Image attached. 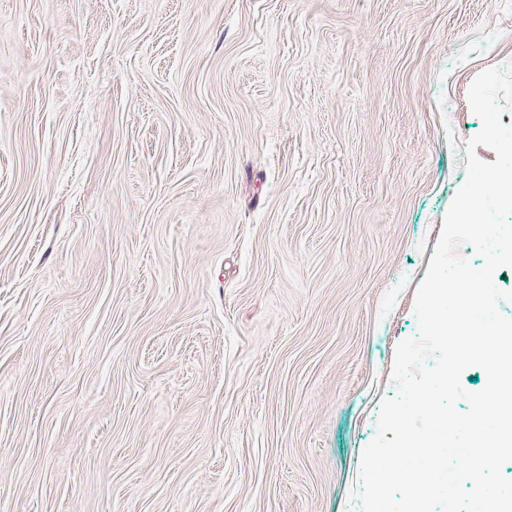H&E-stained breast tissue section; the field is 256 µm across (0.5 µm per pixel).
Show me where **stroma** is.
I'll list each match as a JSON object with an SVG mask.
<instances>
[{
  "instance_id": "35a3bbf8",
  "label": "stroma",
  "mask_w": 512,
  "mask_h": 512,
  "mask_svg": "<svg viewBox=\"0 0 512 512\" xmlns=\"http://www.w3.org/2000/svg\"><path fill=\"white\" fill-rule=\"evenodd\" d=\"M512 0H0V512H347Z\"/></svg>"
}]
</instances>
